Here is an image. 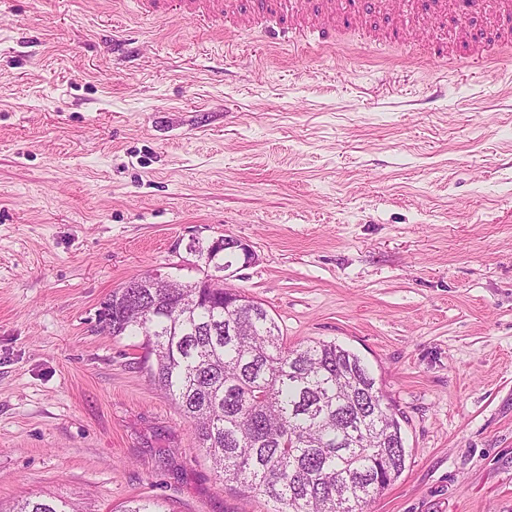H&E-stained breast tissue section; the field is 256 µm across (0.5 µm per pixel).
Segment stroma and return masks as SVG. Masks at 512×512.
Wrapping results in <instances>:
<instances>
[{
    "label": "stroma",
    "mask_w": 512,
    "mask_h": 512,
    "mask_svg": "<svg viewBox=\"0 0 512 512\" xmlns=\"http://www.w3.org/2000/svg\"><path fill=\"white\" fill-rule=\"evenodd\" d=\"M231 38L136 0H0V512H272L98 311L194 245L288 345L358 353L408 457L368 512H512V48ZM222 239H224L223 245L221 247V251L217 254L215 253L216 249L210 250L209 246H198V249H195L200 260L204 261L205 266L209 267L212 265L214 269H216L218 265L223 264L224 272H226L233 266V261L231 259L242 260L240 267H246L254 262L255 255L248 244L230 236H225ZM227 252L231 254L228 258H226Z\"/></svg>",
    "instance_id": "35a3bbf8"
}]
</instances>
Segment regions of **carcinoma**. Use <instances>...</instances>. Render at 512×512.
I'll list each match as a JSON object with an SVG mask.
<instances>
[{"instance_id":"cac0c4a2","label":"carcinoma","mask_w":512,"mask_h":512,"mask_svg":"<svg viewBox=\"0 0 512 512\" xmlns=\"http://www.w3.org/2000/svg\"><path fill=\"white\" fill-rule=\"evenodd\" d=\"M114 336H141L150 380L178 405L224 483L274 512H365L403 472L401 423L375 377L334 342L290 347L261 303L207 276L117 288ZM15 512H66L25 501Z\"/></svg>"}]
</instances>
